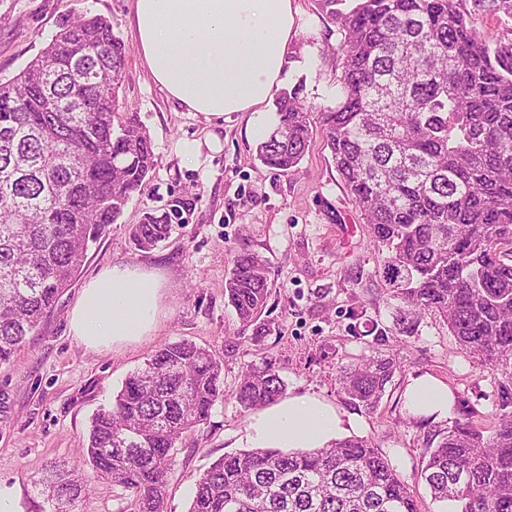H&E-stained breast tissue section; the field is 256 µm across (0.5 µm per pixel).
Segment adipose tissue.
I'll return each mask as SVG.
<instances>
[{
  "instance_id": "1",
  "label": "adipose tissue",
  "mask_w": 512,
  "mask_h": 512,
  "mask_svg": "<svg viewBox=\"0 0 512 512\" xmlns=\"http://www.w3.org/2000/svg\"><path fill=\"white\" fill-rule=\"evenodd\" d=\"M137 50L153 81L190 112L222 118L248 113L246 133L265 132L266 107L289 70L297 30L294 0H132ZM164 282L139 265H115L81 290L69 318L86 349L132 341L156 326ZM410 415L447 417L452 393L428 375L411 378ZM355 417L306 394L257 413L247 437L256 445L320 448L350 434Z\"/></svg>"
}]
</instances>
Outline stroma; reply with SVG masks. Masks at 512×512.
I'll use <instances>...</instances> for the list:
<instances>
[{
	"label": "stroma",
	"mask_w": 512,
	"mask_h": 512,
	"mask_svg": "<svg viewBox=\"0 0 512 512\" xmlns=\"http://www.w3.org/2000/svg\"><path fill=\"white\" fill-rule=\"evenodd\" d=\"M300 27L294 48L301 70L286 87L302 84L313 110L334 106L341 72V36L317 0H296ZM131 0H0V78L9 79L35 58L62 18L102 15L129 49L117 110L137 113L157 164L115 224L87 253L70 288L39 334L10 364L0 367V483L15 489L16 512H36L33 482L51 463L83 464L90 419L108 404L127 376L165 344L188 339L223 362L224 398L206 424L178 446L164 512H188L195 478L224 454L247 449L252 412L236 402L246 366L270 358L290 396L312 394L355 415L357 435L372 442L408 486L420 512H452L432 498L420 476L436 431L454 422L491 424L500 376L465 353L443 317L422 315L414 331L396 332L399 308L379 268L387 249L374 242L363 216L337 175L321 132H314L298 168L281 173L256 158L247 138V113L206 120L167 98L143 67L130 25ZM217 134L222 149L203 150L198 166L182 165L177 145ZM187 203L169 238L151 251L134 249L128 229L144 212ZM267 260L273 283L262 320L273 332L253 343V328L224 299V278L238 251ZM116 264L158 271L162 290L156 329L139 340L102 350L84 348L69 334V314L85 282ZM386 340H378L379 332ZM397 369L376 410L350 405L340 392L341 367L377 357ZM429 374L454 394L446 418L423 422L409 415L403 391L410 378ZM76 512H130L122 488L86 476Z\"/></svg>",
	"instance_id": "35a3bbf8"
}]
</instances>
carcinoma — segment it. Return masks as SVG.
Masks as SVG:
<instances>
[{
	"label": "carcinoma",
	"instance_id": "obj_1",
	"mask_svg": "<svg viewBox=\"0 0 512 512\" xmlns=\"http://www.w3.org/2000/svg\"><path fill=\"white\" fill-rule=\"evenodd\" d=\"M342 36L341 95L318 113L336 172L388 250L382 274L407 314H441L459 346L501 376L498 417L457 422L428 451L421 478L456 512H512V40L490 46L467 25L465 0H318ZM512 20V0H473ZM129 50L101 16L64 18L17 75L0 79V366L36 333L90 246L155 167L137 115L115 112ZM296 86L256 146L268 168L300 164L311 112ZM185 203L144 213L129 235L150 251ZM266 260L238 252L224 297L255 325L271 294ZM395 372L373 357L341 371V392L376 409ZM264 359L243 371L235 399L249 411L284 396ZM224 398L223 363L188 340L158 349L93 415L87 460L133 495L134 512H163L178 443ZM39 512H73L76 470L34 481ZM188 512H420L409 488L366 439L323 448L228 453L199 474Z\"/></svg>",
	"mask_w": 512,
	"mask_h": 512
}]
</instances>
